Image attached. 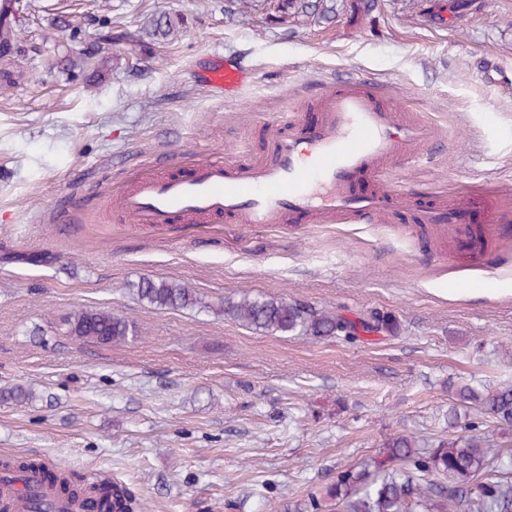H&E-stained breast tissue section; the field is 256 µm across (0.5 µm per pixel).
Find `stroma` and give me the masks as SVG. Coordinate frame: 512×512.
Here are the masks:
<instances>
[{"label": "stroma", "mask_w": 512, "mask_h": 512, "mask_svg": "<svg viewBox=\"0 0 512 512\" xmlns=\"http://www.w3.org/2000/svg\"><path fill=\"white\" fill-rule=\"evenodd\" d=\"M21 3L29 60L0 90V458L108 475L148 512H295L389 437H446L449 383L512 382V253L490 273L423 224L153 226L118 223L112 207L113 189L171 148L260 160L263 124L299 119L351 70L434 127L420 163L391 167L395 185L512 186V0ZM162 14L183 20L176 39L130 41ZM107 31L102 75L63 67ZM212 53L253 80L214 95L196 81ZM144 277L195 288L203 308L139 302ZM245 291L388 312L399 331L258 333L214 309ZM80 308L140 335L109 347L53 332ZM18 384L32 397L5 399Z\"/></svg>", "instance_id": "35a3bbf8"}]
</instances>
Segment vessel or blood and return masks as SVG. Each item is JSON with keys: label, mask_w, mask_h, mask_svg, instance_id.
I'll list each match as a JSON object with an SVG mask.
<instances>
[{"label": "vessel or blood", "mask_w": 512, "mask_h": 512, "mask_svg": "<svg viewBox=\"0 0 512 512\" xmlns=\"http://www.w3.org/2000/svg\"><path fill=\"white\" fill-rule=\"evenodd\" d=\"M205 87L232 93L247 70L213 55L201 75ZM306 117L266 129L270 155L257 162L205 155L184 163L170 156L145 166L114 194L133 224H378L392 222L404 200L387 177L390 164L415 160L429 142L428 125L387 102L383 85L358 73L326 87ZM412 223L447 234L462 262L493 268L512 247V195L485 196L459 187L451 196L415 201Z\"/></svg>", "instance_id": "b4317fda"}]
</instances>
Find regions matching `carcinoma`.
<instances>
[{"mask_svg": "<svg viewBox=\"0 0 512 512\" xmlns=\"http://www.w3.org/2000/svg\"><path fill=\"white\" fill-rule=\"evenodd\" d=\"M183 21L170 15L149 19L145 34L167 41L180 32ZM132 294L161 310L203 308L202 299L187 285L163 278L143 277ZM219 311L255 332L286 336H334L341 311H319L309 305L244 293L227 299ZM361 325L347 322L348 340L358 331L398 333L396 318L379 311L356 312ZM63 333L80 343L121 345L138 337L137 327L125 317L106 310L78 309L61 322ZM448 407L447 428L458 422V408L473 412L464 425L467 434L438 439L429 447L410 435L388 439L379 454L361 466L336 471L324 496L310 495L304 512H512V450L499 448L483 431L486 420L512 427V384L479 389L469 383L455 387ZM41 470L57 493L77 504L78 512H133V497L110 482L94 490L64 468L45 470L36 459L5 457L0 477L9 478ZM28 512H52V504L36 489L26 488Z\"/></svg>", "mask_w": 512, "mask_h": 512, "instance_id": "cac0c4a2", "label": "carcinoma"}]
</instances>
